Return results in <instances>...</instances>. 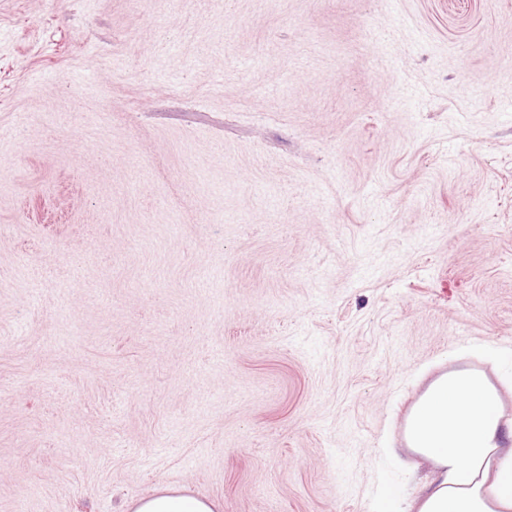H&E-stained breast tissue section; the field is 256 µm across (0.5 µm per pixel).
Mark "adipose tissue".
<instances>
[{
	"label": "adipose tissue",
	"instance_id": "adipose-tissue-1",
	"mask_svg": "<svg viewBox=\"0 0 512 512\" xmlns=\"http://www.w3.org/2000/svg\"><path fill=\"white\" fill-rule=\"evenodd\" d=\"M409 456L432 477L407 509L384 490L378 512H512V420L504 418L497 387L459 368L416 410ZM217 505L167 488L130 502L126 512H217Z\"/></svg>",
	"mask_w": 512,
	"mask_h": 512
}]
</instances>
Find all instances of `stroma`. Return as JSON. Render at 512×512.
<instances>
[{"instance_id":"obj_1","label":"stroma","mask_w":512,"mask_h":512,"mask_svg":"<svg viewBox=\"0 0 512 512\" xmlns=\"http://www.w3.org/2000/svg\"><path fill=\"white\" fill-rule=\"evenodd\" d=\"M512 380V0H0V512H376L400 409ZM217 505L193 494L167 488L160 489L155 495L131 501L126 512H217Z\"/></svg>"}]
</instances>
